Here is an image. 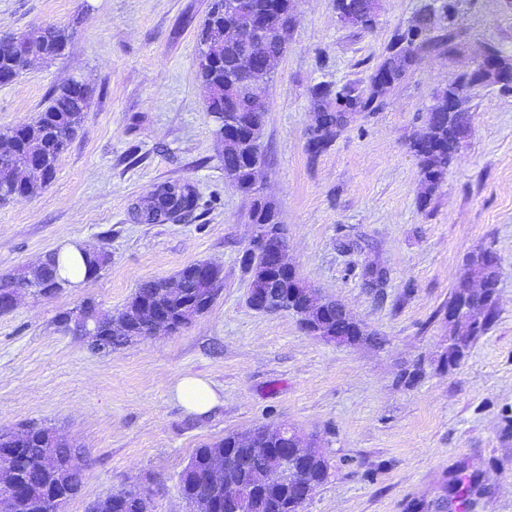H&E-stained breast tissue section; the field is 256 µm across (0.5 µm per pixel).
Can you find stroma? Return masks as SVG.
<instances>
[{"instance_id":"obj_1","label":"stroma","mask_w":512,"mask_h":512,"mask_svg":"<svg viewBox=\"0 0 512 512\" xmlns=\"http://www.w3.org/2000/svg\"><path fill=\"white\" fill-rule=\"evenodd\" d=\"M214 0H0V34L69 32L64 54L0 86V128L30 122L56 87L84 80L85 119L37 196L0 204V277L68 240L110 252L98 276L0 313V432L36 421L90 460L67 512L145 483L155 512H186L178 475L195 448L281 424L314 437L328 477L303 512H512V92L469 87L471 131L424 195L409 148L434 96L464 82L486 45L512 59V0H376L377 25L340 22L335 0H293L297 21L265 87L269 163L260 192L279 213L299 277L340 301L375 343L336 345L291 313L247 302L242 256L259 232L251 200L224 178V155L197 76ZM451 27L452 52L422 49L380 111L359 115L318 157L307 151L315 85L369 87L397 30L425 15ZM165 181L197 209L161 224L134 217ZM494 250L498 317L447 369L448 300L466 255ZM220 266L224 289L179 332L100 354L60 314L122 308L137 283L186 265ZM375 264L383 287L362 273ZM221 404L184 411L186 374Z\"/></svg>"}]
</instances>
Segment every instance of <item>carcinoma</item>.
I'll return each mask as SVG.
<instances>
[{
  "label": "carcinoma",
  "instance_id": "1",
  "mask_svg": "<svg viewBox=\"0 0 512 512\" xmlns=\"http://www.w3.org/2000/svg\"><path fill=\"white\" fill-rule=\"evenodd\" d=\"M242 13L222 20L210 10L200 35L218 44L217 65L211 70L198 73L207 90L208 106L212 108L215 137L221 131L231 130L239 135L249 132L253 123L262 121L267 111L266 98L253 88L233 95L224 90V66L233 64L240 54L239 47L224 42V24H243L250 18L263 14L276 16L278 37L270 40L262 52L270 59V67H276L285 52V34L295 22L292 0H240ZM375 0H349L347 9L340 13V20L351 25L370 28L375 22ZM426 35L412 27L397 31L394 41L403 43L397 57L392 61L396 77L402 78L406 71L417 63V52L424 46L442 51L447 46L443 36L429 37L434 29L431 17H423ZM42 60H53L60 56L69 40L66 29L52 26L45 30ZM487 78L482 67H477L467 78L466 84L451 85L437 94L427 112L425 127L410 143L419 160L421 183L424 194L432 193L448 174L459 156L462 140L471 123V114L460 108L448 111V96H464L465 85H475ZM388 92L386 88L370 87L359 91L351 86L333 88L318 85L314 88V122L329 116L336 118L340 112L373 114L382 107ZM92 91L84 87L80 95L65 84L50 94L47 105L29 123L0 130V203L15 199L32 198L40 194L54 178L58 161L68 147L89 111ZM341 130L329 129L321 137L308 140L307 149L315 158L326 151L340 135ZM35 158L44 160L41 171L24 176L19 163ZM266 163L264 147L255 150L254 156L233 153L224 149V179L237 187L250 186L252 159ZM198 195L193 184L180 181H166L159 184L150 200L136 210V219L144 224H157L175 220L194 212ZM251 223L271 224L281 228L279 213L269 202L258 199L252 205ZM109 254L103 250L89 254L88 278H94L108 263ZM267 266L269 273L279 280L283 291L292 297L293 304L299 303L290 285L299 280L298 275L288 276L278 268L265 264L263 258L248 251L242 260L247 275L248 287L256 286V271ZM500 267L484 263L472 254L466 260L464 273L459 277L450 301L458 300L465 290H470L475 302H480V291L472 283L495 285ZM19 284L41 294L60 290L66 281L57 274L56 253L50 252L35 266L16 277L0 278V298L10 294ZM224 288L222 271L209 273V263L197 262L179 270L171 278H153L138 283L127 304L115 312L97 313L88 305L93 327L112 337L105 345L110 351L133 341L149 331L154 318L163 315L178 332L194 317L205 313ZM497 317V311L488 309L483 319L473 328L465 323L454 325V334L463 337V349L483 335ZM327 324L334 336H364L365 326L348 321L342 312L330 307L327 310ZM28 437L20 448L0 442V461L18 470L22 486L11 492V512H50L51 502L57 497L71 501L79 496L84 483L85 468L76 457L79 450L69 442L60 439L52 429L29 424ZM257 439H267L270 453L255 457L250 449L237 445V434L231 433L213 443L195 449L188 464L181 471L178 485L182 497L191 501L198 512H230L224 507V493H213L209 484L210 471L216 461L228 455L241 462V489L244 495V512H294L297 502L293 501L288 488L264 493L260 484L265 480L271 461L283 452L291 453L295 468L303 483L312 491L327 478L328 464L325 459H316L300 448L288 447V442L277 432V425L265 424L251 430ZM89 512H154V500L150 493L134 494L125 488L117 489L106 497L95 501Z\"/></svg>",
  "mask_w": 512,
  "mask_h": 512
}]
</instances>
